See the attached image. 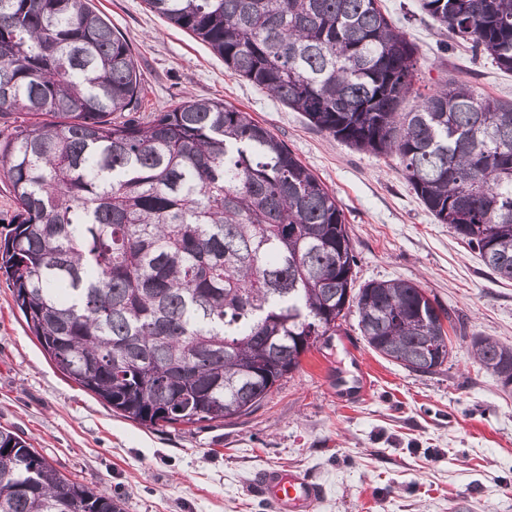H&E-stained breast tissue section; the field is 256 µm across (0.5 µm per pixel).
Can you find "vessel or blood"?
Wrapping results in <instances>:
<instances>
[{"mask_svg": "<svg viewBox=\"0 0 512 512\" xmlns=\"http://www.w3.org/2000/svg\"><path fill=\"white\" fill-rule=\"evenodd\" d=\"M256 489L273 512H313L323 495L322 487L304 473L284 467L262 470Z\"/></svg>", "mask_w": 512, "mask_h": 512, "instance_id": "vessel-or-blood-1", "label": "vessel or blood"}]
</instances>
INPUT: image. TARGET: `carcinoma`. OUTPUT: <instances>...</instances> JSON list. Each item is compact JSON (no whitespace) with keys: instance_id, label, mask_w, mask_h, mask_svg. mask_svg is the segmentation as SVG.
<instances>
[{"instance_id":"obj_1","label":"carcinoma","mask_w":512,"mask_h":512,"mask_svg":"<svg viewBox=\"0 0 512 512\" xmlns=\"http://www.w3.org/2000/svg\"><path fill=\"white\" fill-rule=\"evenodd\" d=\"M224 64L358 151L396 156L441 224L512 281V101L454 79L412 94L419 62L381 0H145ZM512 72V0H421ZM128 42L91 0H0V140L16 214L0 271L66 377L141 425L258 407L357 314L368 347L412 373L451 354L452 311L404 280L355 286L336 197L271 131L184 96L147 116ZM512 386V347L471 340ZM0 512H119L0 429Z\"/></svg>"}]
</instances>
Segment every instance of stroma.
<instances>
[{"instance_id":"1","label":"stroma","mask_w":512,"mask_h":512,"mask_svg":"<svg viewBox=\"0 0 512 512\" xmlns=\"http://www.w3.org/2000/svg\"><path fill=\"white\" fill-rule=\"evenodd\" d=\"M128 40L142 74L143 114L183 96L221 100L267 127L327 186L342 209L358 282L403 279L456 313L465 339L436 373L417 375L371 351L356 315L311 350L299 371L250 414L153 430L66 379L29 332L0 274V427L16 431L74 481L108 492L120 512H272L262 469L320 483L314 512H512V387L470 356V335L512 347V282L438 223L396 157L360 152L309 124L228 69L144 0H92ZM418 47L415 91L447 79L512 100V73L462 49L419 0H381ZM364 377L363 396L336 399Z\"/></svg>"}]
</instances>
